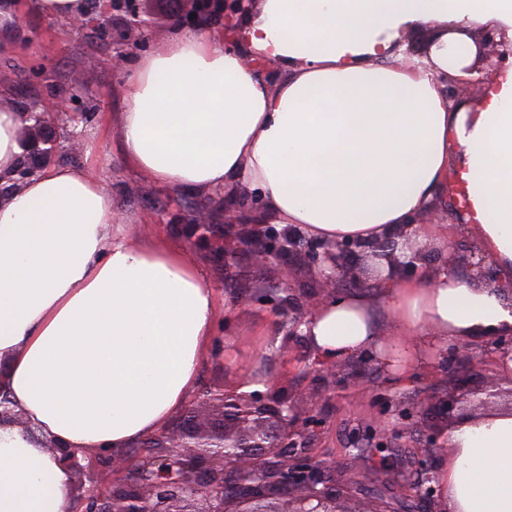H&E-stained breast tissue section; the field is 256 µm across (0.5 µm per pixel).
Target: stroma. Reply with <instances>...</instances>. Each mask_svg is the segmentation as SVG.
I'll return each instance as SVG.
<instances>
[{
    "mask_svg": "<svg viewBox=\"0 0 512 512\" xmlns=\"http://www.w3.org/2000/svg\"><path fill=\"white\" fill-rule=\"evenodd\" d=\"M122 23L113 20L108 31L96 28L81 34L66 25L33 13L22 14L15 33L0 38V91L8 93L17 107H29L46 98L74 95L72 112L65 117L74 140H62L55 161L84 168L104 177L119 214H139L150 220L158 236L185 246L203 265L222 305L216 349L207 356L199 377V389L233 386L262 376L300 404H308L315 390L330 393L317 414L325 429L310 443L311 455L327 462L341 460L337 481L358 477L362 497L390 493L399 485L414 487L421 475L416 461L426 446L423 429L405 426L387 445L371 439L373 425L394 423L390 399L402 406H419L428 386L447 380L435 365L414 370L407 377L353 357L336 362V375L322 377L304 337L288 333L293 312L308 311L320 293V280L307 255L281 252L264 266L254 265L248 252L221 262L216 243L227 237H252L282 243L302 238V231L275 224L224 222L218 195L162 188L146 176L132 173L121 152L112 118L126 107L124 77L112 69L114 41ZM108 167H100L101 158ZM210 207L215 223L207 234L188 230L185 217L197 205ZM474 236L453 233L444 243L426 244L412 267L397 270L400 278L418 279L447 267L450 255L467 254L476 246Z\"/></svg>",
    "mask_w": 512,
    "mask_h": 512,
    "instance_id": "obj_1",
    "label": "stroma"
}]
</instances>
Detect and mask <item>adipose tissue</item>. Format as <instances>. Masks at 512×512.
I'll list each match as a JSON object with an SVG mask.
<instances>
[{"mask_svg":"<svg viewBox=\"0 0 512 512\" xmlns=\"http://www.w3.org/2000/svg\"><path fill=\"white\" fill-rule=\"evenodd\" d=\"M70 21L83 0H0V34L22 10ZM512 27V0H258L231 32L210 24L138 57L116 117L121 151L154 184L227 200L322 241L403 240L450 180L462 231L512 286V68L474 105L451 104L439 73L477 62L472 23ZM431 29L421 64L398 66L404 35ZM277 63L268 78L247 58ZM25 115L0 94V185L25 154ZM103 179L44 164L0 196V390L63 445L124 453L166 427L214 348L218 295L180 245L134 232ZM410 362L450 340L512 331V306L479 277L448 270L339 293L303 325L319 359L381 351L376 312ZM446 512H512V415L448 432ZM51 450L0 427V512H70Z\"/></svg>","mask_w":512,"mask_h":512,"instance_id":"adipose-tissue-1","label":"adipose tissue"}]
</instances>
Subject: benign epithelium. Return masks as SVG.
<instances>
[{
	"mask_svg": "<svg viewBox=\"0 0 512 512\" xmlns=\"http://www.w3.org/2000/svg\"><path fill=\"white\" fill-rule=\"evenodd\" d=\"M143 0H112V17L124 25V49L112 55V70L120 72L129 54L144 39L148 21L142 10ZM255 0H181V10L174 24L195 28L210 18L231 20L252 9ZM478 46L476 78L439 75L448 101L458 104L459 87L472 84L482 87L484 75L504 68L512 59V41L500 28H485L474 35ZM69 101L51 97L37 111L29 112L33 124L24 132L29 163L15 171L14 184H24L35 176L41 165L50 160L58 148L57 138L50 132L59 114L68 110ZM342 245L327 242L310 244L312 259L323 258L327 268L323 277L322 303L336 293V281L355 275L346 266ZM486 282H491L486 257L478 250L464 259ZM481 351L494 364L512 356V332H491L472 338L458 339L448 344L442 357L448 358V388L430 392L426 402L431 421L427 424L429 446L443 448V439L453 425L480 415L488 408L512 409V381L503 388L500 383L479 375L476 351ZM323 394L310 396L311 405L300 407L284 394L269 387L266 391L239 392L222 387L203 394L200 404L212 408L213 416L200 420L189 409L175 423L147 436L139 442L149 452L137 459L124 456L112 461V471L99 468L100 456L88 448L60 447L48 439L42 430L24 421L0 400V426L22 427L35 446L49 448L72 479L71 512H227L224 496L231 487L251 489L276 486L275 494L240 498L241 507L235 512H366L352 506V501L338 495L336 480L327 476L325 466L313 460L300 445L309 435H317L322 421L313 408Z\"/></svg>",
	"mask_w": 512,
	"mask_h": 512,
	"instance_id": "7a95c632",
	"label": "benign epithelium"
}]
</instances>
